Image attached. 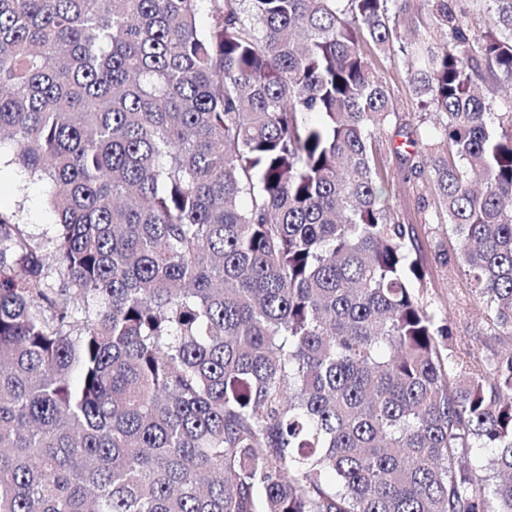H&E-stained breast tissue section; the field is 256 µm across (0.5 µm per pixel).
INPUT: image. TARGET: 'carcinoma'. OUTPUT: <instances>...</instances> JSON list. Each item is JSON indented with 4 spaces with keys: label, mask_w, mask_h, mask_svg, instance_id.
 Instances as JSON below:
<instances>
[{
    "label": "carcinoma",
    "mask_w": 512,
    "mask_h": 512,
    "mask_svg": "<svg viewBox=\"0 0 512 512\" xmlns=\"http://www.w3.org/2000/svg\"><path fill=\"white\" fill-rule=\"evenodd\" d=\"M398 2L0 0V145L56 215L0 211V512H512V351L416 292L368 59L512 337V0H426L419 45Z\"/></svg>",
    "instance_id": "carcinoma-1"
}]
</instances>
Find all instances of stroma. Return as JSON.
Here are the masks:
<instances>
[{
    "mask_svg": "<svg viewBox=\"0 0 512 512\" xmlns=\"http://www.w3.org/2000/svg\"><path fill=\"white\" fill-rule=\"evenodd\" d=\"M370 60L387 85L396 116L393 128L379 139V159L388 175L387 193L401 223L412 225L419 245L418 259L426 273L420 295L438 314L449 316L451 345L480 361L496 351L512 348V338L495 333L482 305L474 300L459 267L445 259L457 242L448 226L424 223L420 208L426 195L425 179L415 174L404 154L398 153V131L428 137L433 131L429 114L418 110L405 68L399 57L371 51ZM48 188L32 181L14 165L0 164V210L17 213L38 234L54 231L56 217L48 204Z\"/></svg>",
    "mask_w": 512,
    "mask_h": 512,
    "instance_id": "1",
    "label": "stroma"
}]
</instances>
